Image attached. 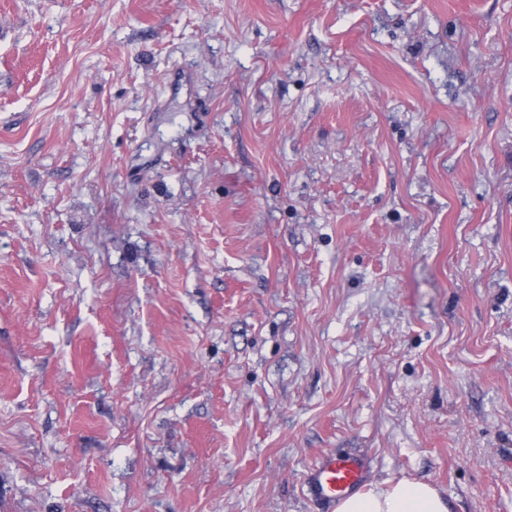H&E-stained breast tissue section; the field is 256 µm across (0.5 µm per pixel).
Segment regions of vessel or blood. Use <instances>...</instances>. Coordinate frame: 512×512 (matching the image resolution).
<instances>
[{
	"label": "vessel or blood",
	"instance_id": "vessel-or-blood-1",
	"mask_svg": "<svg viewBox=\"0 0 512 512\" xmlns=\"http://www.w3.org/2000/svg\"><path fill=\"white\" fill-rule=\"evenodd\" d=\"M368 472L365 456L327 454L309 471L306 485L313 498L332 505L360 491Z\"/></svg>",
	"mask_w": 512,
	"mask_h": 512
}]
</instances>
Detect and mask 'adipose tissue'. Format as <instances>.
<instances>
[{"mask_svg": "<svg viewBox=\"0 0 512 512\" xmlns=\"http://www.w3.org/2000/svg\"><path fill=\"white\" fill-rule=\"evenodd\" d=\"M335 512H450L447 499L426 481H386L349 496Z\"/></svg>", "mask_w": 512, "mask_h": 512, "instance_id": "adipose-tissue-1", "label": "adipose tissue"}]
</instances>
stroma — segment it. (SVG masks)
I'll use <instances>...</instances> for the list:
<instances>
[{
  "instance_id": "35a3bbf8",
  "label": "stroma",
  "mask_w": 512,
  "mask_h": 512,
  "mask_svg": "<svg viewBox=\"0 0 512 512\" xmlns=\"http://www.w3.org/2000/svg\"><path fill=\"white\" fill-rule=\"evenodd\" d=\"M331 452L512 512V0H0V512Z\"/></svg>"
}]
</instances>
